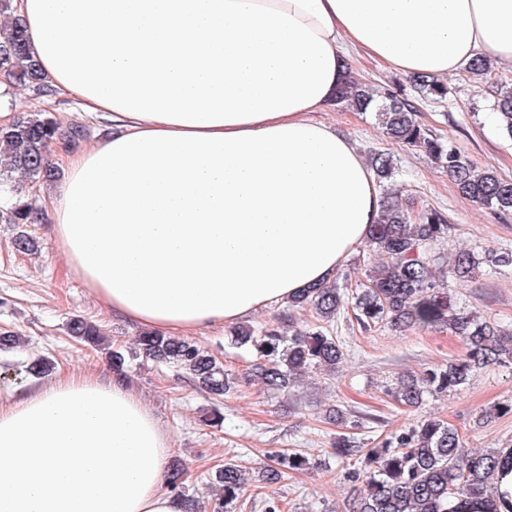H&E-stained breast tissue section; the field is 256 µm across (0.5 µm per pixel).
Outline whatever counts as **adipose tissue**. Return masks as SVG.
<instances>
[{
    "label": "adipose tissue",
    "mask_w": 512,
    "mask_h": 512,
    "mask_svg": "<svg viewBox=\"0 0 512 512\" xmlns=\"http://www.w3.org/2000/svg\"><path fill=\"white\" fill-rule=\"evenodd\" d=\"M52 88L110 133L45 217L113 314L171 334L239 322L335 275L381 207L316 113L349 48L441 76L512 62V0H16ZM171 443L125 383L71 375L0 406V512H184Z\"/></svg>",
    "instance_id": "obj_1"
}]
</instances>
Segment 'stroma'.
<instances>
[{
    "label": "stroma",
    "instance_id": "obj_1",
    "mask_svg": "<svg viewBox=\"0 0 512 512\" xmlns=\"http://www.w3.org/2000/svg\"><path fill=\"white\" fill-rule=\"evenodd\" d=\"M347 59L361 80L388 85L406 95L426 128L479 167L512 177V141L502 138L497 129L491 109L494 98L485 83L465 72L447 76V100L433 103L418 97L407 74L367 53L352 49ZM0 107L15 115L46 109L63 125L82 129L79 144L83 147L102 130L81 115L72 101L40 98L25 86L7 85L0 94ZM321 118L349 136L363 156L378 150L392 153L398 168L393 187L415 208L447 212L450 230L438 247L441 255L450 257L462 249L479 256L512 251V214L500 215L461 197L447 173L427 156L383 137L372 113L333 106ZM21 233L34 239L35 250L23 253L13 247ZM451 290L459 309L498 325L512 324V268L481 267L473 278L452 285ZM76 316L98 324L113 350L126 354L123 373L113 370L105 352L68 336L66 324ZM334 328L345 352L336 371L313 374L284 392L257 381L255 351L232 345L229 327L214 326L194 335V342L237 382L234 392L217 397L182 370L134 355L141 326L113 316L96 301L83 280L66 266L48 222L24 227L0 222V334L25 338L22 347H0V401H16L66 374H92L105 382L122 377L169 435L170 460L184 466L187 494L203 498L206 507L214 505L208 485L216 470L232 462L250 478L254 512H265L270 503L278 504L281 512H349L361 486L337 475L343 462L334 455L332 442L343 430L336 422L340 413L346 421L361 422L358 437L369 443L435 417L456 427L468 447L512 449V368L492 365L476 370L457 391L428 395L420 407L406 408L386 396L385 385L464 358L462 339L434 328L366 330L357 324L349 305L341 308ZM40 359L49 362L50 371L37 378L29 366ZM283 448L312 459V468L274 478L268 454Z\"/></svg>",
    "mask_w": 512,
    "mask_h": 512
}]
</instances>
